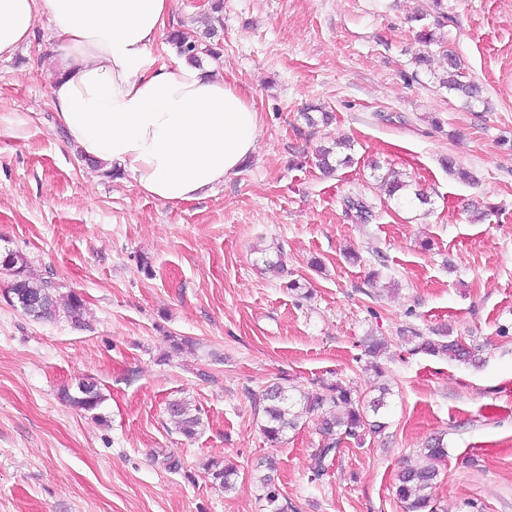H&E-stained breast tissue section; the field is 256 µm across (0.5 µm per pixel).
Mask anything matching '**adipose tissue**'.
<instances>
[{
	"mask_svg": "<svg viewBox=\"0 0 512 512\" xmlns=\"http://www.w3.org/2000/svg\"><path fill=\"white\" fill-rule=\"evenodd\" d=\"M173 0H0V58L27 42L39 16L55 37L53 103L70 141L145 195L191 201L253 151L260 116L211 70L157 63Z\"/></svg>",
	"mask_w": 512,
	"mask_h": 512,
	"instance_id": "adipose-tissue-1",
	"label": "adipose tissue"
}]
</instances>
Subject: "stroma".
<instances>
[{
  "mask_svg": "<svg viewBox=\"0 0 512 512\" xmlns=\"http://www.w3.org/2000/svg\"><path fill=\"white\" fill-rule=\"evenodd\" d=\"M441 11L485 104L440 87L441 55L427 71L412 62L413 15ZM215 39V70L260 132L237 174L177 204L102 176L69 143L47 17L0 58V251L86 308L80 326L33 320L0 271V512H263L267 457L286 512H405L396 476L438 435L437 512H512V335L499 333L512 326V0H224ZM310 103L333 123L307 126ZM336 139L355 162L327 177L313 153ZM449 156L473 182L448 173ZM373 161L430 204L381 200ZM350 193L375 200L372 223L347 220ZM473 203L491 206L485 220ZM279 256L288 276L265 268ZM407 327L448 329L484 364L415 351ZM369 336L389 342L379 376ZM82 377L106 396L99 414L60 399ZM278 378L297 394L318 378L359 395L386 382L388 426L313 479L317 415L274 448L261 432L252 396ZM174 399L199 411L193 438L170 420ZM211 459L236 466L233 491L206 474Z\"/></svg>",
  "mask_w": 512,
  "mask_h": 512,
  "instance_id": "stroma-1",
  "label": "stroma"
}]
</instances>
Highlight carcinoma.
<instances>
[{"label":"carcinoma","mask_w":512,"mask_h":512,"mask_svg":"<svg viewBox=\"0 0 512 512\" xmlns=\"http://www.w3.org/2000/svg\"><path fill=\"white\" fill-rule=\"evenodd\" d=\"M417 40L424 47L415 56V62L420 66L428 65L427 47L436 44L444 49L447 76L441 79L440 84L448 89L449 94L465 100L469 106L485 102L482 87L461 71L460 61L451 46L445 45L444 40L436 37L435 32L427 26L421 27L417 32ZM168 42L174 46L179 57L192 65L199 63L203 54L214 60L220 58V48L202 47L200 38L189 29L178 28L172 31L168 35ZM351 162L349 155L342 158L334 156L330 147L320 148L316 153V166L326 173ZM372 170L375 181L390 198L407 187L404 182L381 172L378 164L373 165ZM342 206L345 216L354 224H368L373 220L375 205L362 194L345 196ZM0 269L11 272L13 280L10 299L26 315L36 320H52L63 315L77 326L83 324V299L76 293L61 297L53 282L30 270L27 259L20 252H1ZM408 332L418 339L416 350L420 352L443 356L463 364L480 363L477 349L466 345L459 338L443 336L432 339L411 328ZM316 385L314 391L296 397L282 383L273 382L261 391L258 404L264 414L262 433L273 445L280 443L288 431L296 430L304 415L314 412L319 414L322 444L313 454L311 465L313 477L317 479L327 470L328 462L340 454L341 445L346 440L360 441L365 436L379 434L386 428L385 410L388 407L389 388L379 386L375 388L377 394L367 398L353 396L352 390L339 382L319 380ZM63 400L76 409L93 412L106 401V396L96 380L87 378L79 381L74 389L64 390ZM167 411L179 432L187 437L197 434L201 419L193 412L189 402L182 399L172 400L168 403ZM422 456L421 464L404 467L398 474L395 494L405 503L406 512H435L433 493L439 476V465L448 458V448L442 438L435 437L427 441ZM206 470L224 490L235 489L234 467L212 460L207 463ZM259 482L266 512H285L284 505L280 504L279 489L271 476L264 475Z\"/></svg>","instance_id":"cac0c4a2"}]
</instances>
